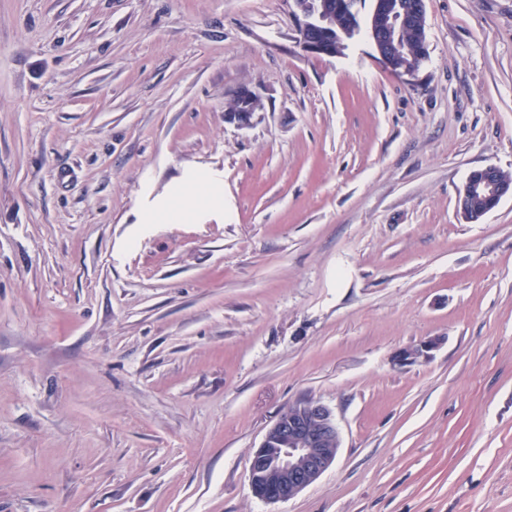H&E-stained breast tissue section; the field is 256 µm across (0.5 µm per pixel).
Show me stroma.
<instances>
[{
    "label": "stroma",
    "mask_w": 512,
    "mask_h": 512,
    "mask_svg": "<svg viewBox=\"0 0 512 512\" xmlns=\"http://www.w3.org/2000/svg\"><path fill=\"white\" fill-rule=\"evenodd\" d=\"M373 8L329 57L295 0H0V512H512V196L457 205L512 172V0H425L411 76ZM309 399L336 461L265 502ZM204 187V189H202ZM218 179L203 175L197 183L192 185L185 194L167 207L161 215L148 217L149 224H178L182 223L194 210L200 199L218 201ZM339 448L331 408L317 400L291 405L268 428L250 459L254 494L268 503L294 497L336 461Z\"/></svg>",
    "instance_id": "35a3bbf8"
}]
</instances>
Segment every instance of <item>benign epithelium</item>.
Segmentation results:
<instances>
[{
	"mask_svg": "<svg viewBox=\"0 0 512 512\" xmlns=\"http://www.w3.org/2000/svg\"><path fill=\"white\" fill-rule=\"evenodd\" d=\"M421 8L415 3L408 9L392 11L380 26H370V37L382 62L400 50L399 33L413 12ZM303 21L300 29L307 33L302 48L311 54L332 56L331 32L321 13L311 3L300 7ZM484 191L493 205L512 195V183L494 180V168L483 169ZM439 340L429 339L417 347L399 352L395 361L410 364L418 358L428 359ZM340 448V433L331 408L317 400L294 404L281 413L266 431L263 442L253 453L250 464L254 494L268 502L288 500L316 481L335 461Z\"/></svg>",
	"mask_w": 512,
	"mask_h": 512,
	"instance_id": "1",
	"label": "benign epithelium"
}]
</instances>
